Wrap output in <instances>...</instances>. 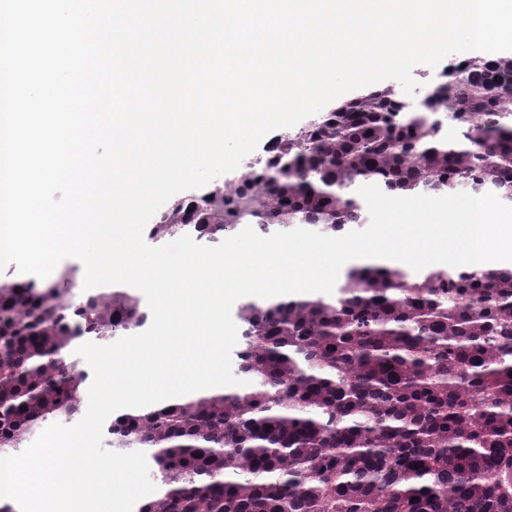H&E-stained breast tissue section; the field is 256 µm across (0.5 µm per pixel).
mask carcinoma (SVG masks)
<instances>
[{"label":"carcinoma","mask_w":512,"mask_h":512,"mask_svg":"<svg viewBox=\"0 0 512 512\" xmlns=\"http://www.w3.org/2000/svg\"><path fill=\"white\" fill-rule=\"evenodd\" d=\"M278 143L266 186L178 200L149 238L336 236L365 223V184L512 203V56L448 70L411 110L371 89ZM70 277L0 285V453L81 412L79 339L150 319L132 288L71 301ZM237 317L254 383L108 422L158 485L135 512H512V269L358 267L333 297L250 299Z\"/></svg>","instance_id":"obj_1"}]
</instances>
